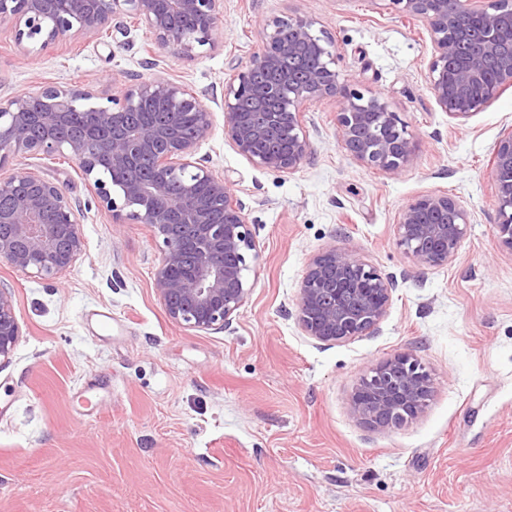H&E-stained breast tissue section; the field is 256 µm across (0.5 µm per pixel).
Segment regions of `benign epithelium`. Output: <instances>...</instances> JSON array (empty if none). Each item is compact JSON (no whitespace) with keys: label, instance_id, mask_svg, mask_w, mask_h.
<instances>
[{"label":"benign epithelium","instance_id":"benign-epithelium-1","mask_svg":"<svg viewBox=\"0 0 512 512\" xmlns=\"http://www.w3.org/2000/svg\"><path fill=\"white\" fill-rule=\"evenodd\" d=\"M424 22L433 45L428 67L440 108L461 123L512 87L509 0H389ZM224 0H0V25L46 51L71 32L99 42L134 20L155 45L183 60L199 47L224 46ZM315 21L288 17L264 27V46L224 82V134L254 166L292 173L311 153L305 105L337 103L344 148L361 164L397 173L417 158L419 143L381 96L342 81L336 51ZM261 67L275 75L260 82ZM212 128V109L171 79L138 80L108 94L91 86L43 85L0 99V168L11 157L66 155L93 181V197L115 224H147L162 240L156 294L168 318L197 331L232 324L251 293L247 259L259 256L233 181L195 158ZM152 161L156 172L142 173ZM499 242L512 250V127L493 150ZM84 218L62 185L35 170L0 176V261L53 279L84 252ZM470 212L446 194H424L399 214L396 243L423 267L456 260ZM390 279L355 251L331 247L313 257L301 282L298 320L310 338L343 342L375 332L391 303ZM20 328L11 289L0 285V359ZM433 381L421 361L401 352L361 378L351 413L374 429H398L422 415Z\"/></svg>","mask_w":512,"mask_h":512}]
</instances>
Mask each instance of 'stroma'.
Segmentation results:
<instances>
[{
    "mask_svg": "<svg viewBox=\"0 0 512 512\" xmlns=\"http://www.w3.org/2000/svg\"><path fill=\"white\" fill-rule=\"evenodd\" d=\"M290 15L333 42L353 88L389 101L420 144L412 166L357 162L331 99L305 114L311 154L295 172L232 149L218 103L229 66L249 64L264 25ZM222 25L223 48L191 61L158 50L138 24L105 43L70 34L46 53L0 26V98L94 81L108 92L136 78L216 98L196 155L234 182L259 242L231 326L184 328L157 297L161 244L149 225L89 206L67 157L0 168L40 169L86 207V252L55 279L0 261L21 328L0 362V512H512V250L494 233L491 173L512 87L466 122L450 118L429 89L424 23L388 0H224ZM427 193L456 197L472 222L453 263L421 270L395 225ZM332 246L358 252L393 288L374 333L326 344L301 331L297 301L308 261ZM400 352L430 372L428 407L402 428H369L351 395Z\"/></svg>",
    "mask_w": 512,
    "mask_h": 512,
    "instance_id": "35a3bbf8",
    "label": "stroma"
}]
</instances>
